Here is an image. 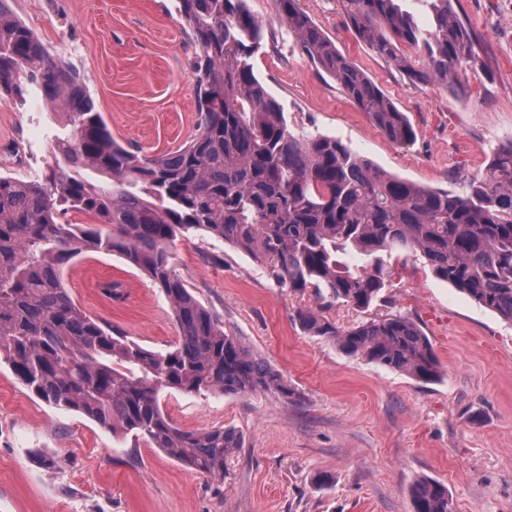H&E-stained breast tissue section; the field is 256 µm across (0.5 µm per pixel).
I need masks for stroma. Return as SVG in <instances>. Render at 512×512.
I'll list each match as a JSON object with an SVG mask.
<instances>
[{
	"instance_id": "35a3bbf8",
	"label": "stroma",
	"mask_w": 512,
	"mask_h": 512,
	"mask_svg": "<svg viewBox=\"0 0 512 512\" xmlns=\"http://www.w3.org/2000/svg\"><path fill=\"white\" fill-rule=\"evenodd\" d=\"M266 19L256 76L298 135L342 141L384 170L431 189L462 190L512 138V0H459L485 68L463 76L456 97L411 83L360 44L338 0L301 8L376 82L415 128L386 138L335 80L301 55L273 0H250ZM12 9L83 78L113 137L146 154L177 149L196 132L195 53L177 0H13ZM63 112L29 90L0 98V173L37 178L52 159ZM187 287L295 391L247 395L171 392L162 404L182 429L232 427L242 436L223 483L190 471L133 436L49 405L0 366V512H413L421 477L445 483L455 512H512V322L437 279L414 253L388 257L387 288L369 308L321 309L311 290L276 285L248 254L195 232L171 247ZM118 279L113 301L104 282ZM63 283L87 314L164 351L179 329L164 295L120 255L70 261ZM323 310L342 329L404 315L428 336L442 378L422 383L343 353L305 333L301 310ZM59 459L42 469L36 455ZM327 472L330 486L315 478Z\"/></svg>"
}]
</instances>
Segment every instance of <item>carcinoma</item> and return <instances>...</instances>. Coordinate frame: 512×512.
<instances>
[{
	"instance_id": "1",
	"label": "carcinoma",
	"mask_w": 512,
	"mask_h": 512,
	"mask_svg": "<svg viewBox=\"0 0 512 512\" xmlns=\"http://www.w3.org/2000/svg\"><path fill=\"white\" fill-rule=\"evenodd\" d=\"M197 48L191 67L197 130L183 147L148 155L123 146L75 69L47 49L0 0V96L26 101L30 87L65 114L53 161L34 180L0 174V363L37 397L76 411L115 434H130L212 482L242 447L233 428L187 431L160 392L224 395L295 392L205 307L176 273L171 245L205 231L252 256L270 279L310 288L323 303L367 309L386 288L384 254L415 252L432 273L479 306L512 321V139L491 150L463 193L397 177L348 145L299 136L257 78L253 57L268 23L249 0H178ZM302 53L332 77L388 139L414 129L373 79L299 6L275 0ZM401 0H340L357 41L410 81L462 93L461 74L482 64L457 0H427L422 29ZM94 172V185L84 174ZM90 215L94 224L68 216ZM365 257L350 265L339 254ZM90 252L121 255L159 288L174 312L178 342L146 349L78 307L63 265ZM303 331L344 353L422 382L441 375L428 337L392 315L341 330L311 310ZM414 512H455L448 487L421 478Z\"/></svg>"
}]
</instances>
